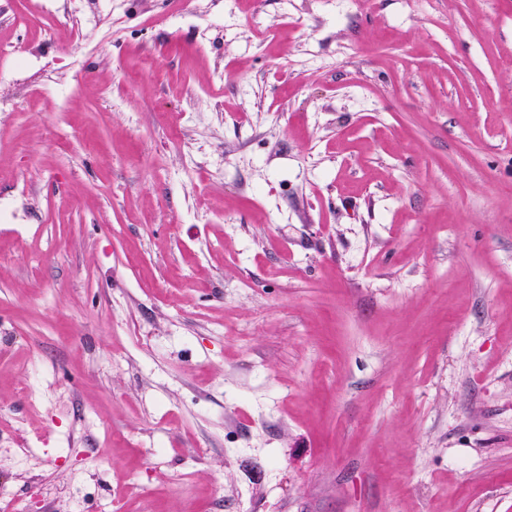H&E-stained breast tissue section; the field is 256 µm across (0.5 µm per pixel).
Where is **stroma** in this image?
Here are the masks:
<instances>
[{"label": "stroma", "mask_w": 512, "mask_h": 512, "mask_svg": "<svg viewBox=\"0 0 512 512\" xmlns=\"http://www.w3.org/2000/svg\"><path fill=\"white\" fill-rule=\"evenodd\" d=\"M0 512H512V0H0Z\"/></svg>", "instance_id": "35a3bbf8"}]
</instances>
